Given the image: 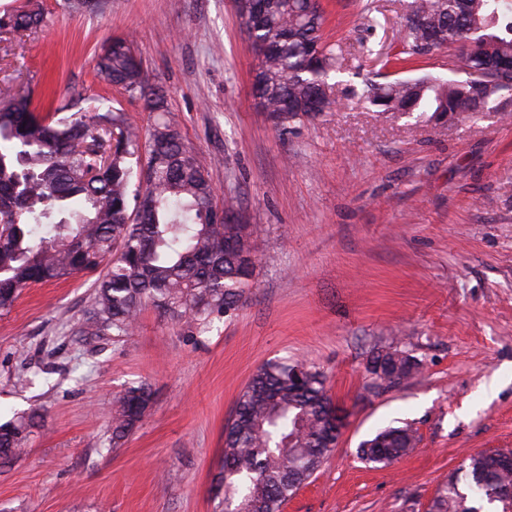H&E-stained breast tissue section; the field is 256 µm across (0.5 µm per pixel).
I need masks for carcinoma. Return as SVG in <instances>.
Masks as SVG:
<instances>
[{
	"label": "carcinoma",
	"instance_id": "obj_1",
	"mask_svg": "<svg viewBox=\"0 0 512 512\" xmlns=\"http://www.w3.org/2000/svg\"><path fill=\"white\" fill-rule=\"evenodd\" d=\"M240 0L238 13L256 56L252 91L275 126L335 111L331 80L343 49L323 39L320 0H261L257 13ZM38 3L0 17V30L30 36L42 27ZM448 79L432 74L369 83L378 112H421L450 120L503 108L512 92V13L503 0H408L399 50L385 64L403 68L416 56L450 49ZM98 73L158 113L146 138L126 114L102 98L94 114L42 112L32 92L0 94V310L33 284L94 274L93 304L83 326L90 336L132 334L151 304L172 319L205 328L230 316L250 290L256 257L238 252L249 225L220 205L209 168L182 137L133 43L115 37L97 58ZM419 368L410 355L374 350L366 362L372 388L400 384ZM153 404L146 384L115 399L108 445L120 448ZM323 374L272 360L240 392L224 431V512L240 505L283 512L308 484L340 433ZM34 415L0 424V459L20 456ZM409 426H389L363 441L357 454L388 465L414 447ZM496 512L512 504V469L498 450L470 456L449 477L428 512Z\"/></svg>",
	"mask_w": 512,
	"mask_h": 512
}]
</instances>
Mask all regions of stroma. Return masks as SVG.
Here are the masks:
<instances>
[{"mask_svg":"<svg viewBox=\"0 0 512 512\" xmlns=\"http://www.w3.org/2000/svg\"><path fill=\"white\" fill-rule=\"evenodd\" d=\"M38 2V33L0 36V87L73 112L104 96L147 132L154 113L94 72L104 44L130 38L217 199L251 224L257 266L245 302L203 332L149 306L132 335H82L90 276L32 286L0 311V423L39 421L22 456L0 459V512H222L224 427L272 359L320 367L343 418L283 512H427L465 459L512 449V115L441 124L352 96L385 82L406 0H322L325 36L347 51L341 107L285 132L253 96L234 0H112L94 13ZM376 349L421 366L371 389ZM142 382L152 409L109 447L113 395ZM404 424L417 436L408 455L358 458L363 440Z\"/></svg>","mask_w":512,"mask_h":512,"instance_id":"obj_1","label":"stroma"}]
</instances>
